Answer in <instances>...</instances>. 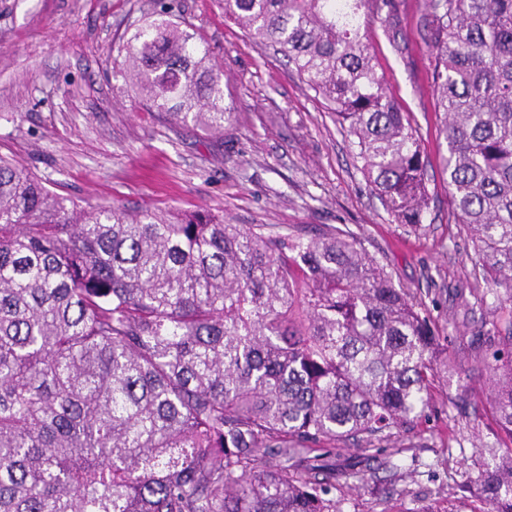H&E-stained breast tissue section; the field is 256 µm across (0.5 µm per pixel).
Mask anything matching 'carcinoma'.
<instances>
[{"instance_id":"carcinoma-1","label":"carcinoma","mask_w":512,"mask_h":512,"mask_svg":"<svg viewBox=\"0 0 512 512\" xmlns=\"http://www.w3.org/2000/svg\"><path fill=\"white\" fill-rule=\"evenodd\" d=\"M156 4L115 74L166 122L228 130L223 63ZM424 4L449 218L504 290L483 358L512 436V0ZM222 5L336 113L394 220L423 223L420 139L361 34L380 16L400 47L397 0ZM446 376L422 303L347 230L87 209L0 157V512H342L336 472L387 466ZM478 481L512 512V457Z\"/></svg>"}]
</instances>
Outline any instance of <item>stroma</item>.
<instances>
[{
    "instance_id": "obj_1",
    "label": "stroma",
    "mask_w": 512,
    "mask_h": 512,
    "mask_svg": "<svg viewBox=\"0 0 512 512\" xmlns=\"http://www.w3.org/2000/svg\"><path fill=\"white\" fill-rule=\"evenodd\" d=\"M224 64V138L158 120L137 87L112 73L119 35L156 17L152 0H0V156L22 163L83 207L207 210L273 231L346 226L396 287L422 299L448 349L414 433L396 437L402 476L367 484L340 475L342 512H451L460 488L512 441L488 401L490 371L472 351L499 304L473 276L474 245L448 221L447 143L432 91L423 0H403L401 44L382 20L366 30L377 71L408 112L427 161L423 224L393 221L365 178L336 116L287 60L226 20L218 0H176Z\"/></svg>"
}]
</instances>
